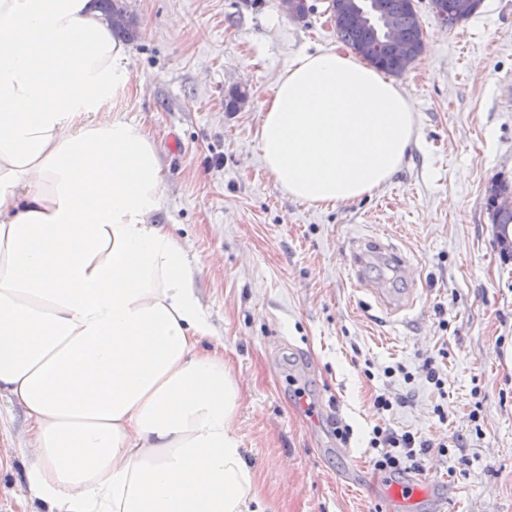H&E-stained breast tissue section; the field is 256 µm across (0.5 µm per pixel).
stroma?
<instances>
[{
	"mask_svg": "<svg viewBox=\"0 0 512 512\" xmlns=\"http://www.w3.org/2000/svg\"><path fill=\"white\" fill-rule=\"evenodd\" d=\"M309 2L294 21L279 0H126L139 37L114 110L157 149L154 220L198 267L217 330L201 346L241 386L237 426L273 512H396L372 465L377 425L448 443L413 512H512V254L486 205L494 180L512 182V0L451 27L416 0L424 48L398 77L416 140L373 196L326 207L275 184L257 137L276 75L341 45L327 0ZM238 86L248 102L226 111ZM374 237L418 269L410 311L356 284L350 253ZM387 391L404 402L377 414ZM27 437L21 408L0 416V512H43L22 491Z\"/></svg>",
	"mask_w": 512,
	"mask_h": 512,
	"instance_id": "stroma-1",
	"label": "stroma"
}]
</instances>
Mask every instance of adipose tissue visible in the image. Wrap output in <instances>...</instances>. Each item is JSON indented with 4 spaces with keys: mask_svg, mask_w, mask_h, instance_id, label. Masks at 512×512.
I'll return each instance as SVG.
<instances>
[{
    "mask_svg": "<svg viewBox=\"0 0 512 512\" xmlns=\"http://www.w3.org/2000/svg\"><path fill=\"white\" fill-rule=\"evenodd\" d=\"M127 48L89 0H0V399L23 409L27 496L46 512H269L236 419L241 388L152 221V139L113 116ZM265 169L325 206L372 196L416 137L393 79L300 55L259 126Z\"/></svg>",
    "mask_w": 512,
    "mask_h": 512,
    "instance_id": "obj_1",
    "label": "adipose tissue"
}]
</instances>
